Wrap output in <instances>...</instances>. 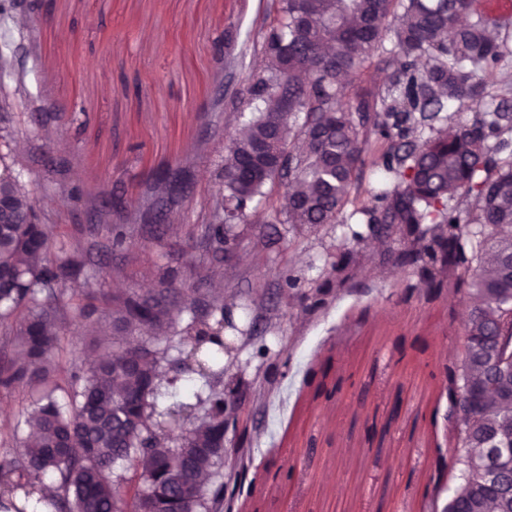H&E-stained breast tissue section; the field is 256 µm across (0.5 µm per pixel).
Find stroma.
Wrapping results in <instances>:
<instances>
[{
	"mask_svg": "<svg viewBox=\"0 0 512 512\" xmlns=\"http://www.w3.org/2000/svg\"><path fill=\"white\" fill-rule=\"evenodd\" d=\"M277 0H41L28 29L35 46L0 38L11 64L0 76V155L18 171L54 233L86 223V202L54 203L49 158L65 159L71 182L99 197L130 192L159 166L192 155L195 196L215 190L224 132L249 117L247 76ZM236 40L216 53L222 31ZM24 84H17V74ZM51 103L86 113L84 130L66 119L41 127L33 113ZM388 143L371 136L350 201L370 198ZM280 187L243 226L221 268L224 296L248 336L224 362V380L244 393L250 436L237 465L247 472L229 512H429L424 487L451 443L443 369L464 334L458 294L428 293L410 269L366 254L348 288H330L304 311L283 288L292 268L321 283L325 262L352 249L342 222L303 230L280 223ZM207 214L185 205L179 227L117 252L99 268L102 288L142 290L159 267L183 266L187 234ZM265 384L263 401L254 400ZM335 387L318 394V384ZM386 425L369 439L371 424Z\"/></svg>",
	"mask_w": 512,
	"mask_h": 512,
	"instance_id": "obj_1",
	"label": "stroma"
}]
</instances>
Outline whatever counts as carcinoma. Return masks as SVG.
<instances>
[{
  "label": "carcinoma",
  "instance_id": "obj_1",
  "mask_svg": "<svg viewBox=\"0 0 512 512\" xmlns=\"http://www.w3.org/2000/svg\"><path fill=\"white\" fill-rule=\"evenodd\" d=\"M394 22L391 53L396 81L380 104L352 102L345 77L371 60ZM512 51V20L490 16L480 0H279L268 65L249 77L251 117L246 134L225 136L223 219L185 248L180 269L162 268L158 287L110 295L97 278L98 253L77 229L52 241L45 225L26 224L36 202L9 166L0 193L10 197L19 224H0V334L13 337L16 355L0 360V387L32 395L19 451L0 460L11 497L4 512H223L224 332L237 330L224 291L209 269L224 262V247L239 244L238 227L279 181L280 214L298 227L330 224L345 208L369 135L389 142L386 181L345 220L355 241L382 242V260L408 267L440 293L443 285L472 303L466 339L447 367V390L464 393L491 359H480L472 337L498 326L512 303V83L489 107L492 71ZM467 100L472 118L448 135L426 125ZM139 208L126 211L115 196L98 212L105 248L122 251L135 238L171 222L191 192L180 166L153 172L135 185ZM200 252L207 263H195ZM360 251L330 264V279L306 294L312 310L336 280L354 277ZM106 309L112 345L94 353L86 369L76 355L64 386L51 381V354L60 322ZM202 382L194 401L176 397L185 377ZM512 418L490 406L464 413L453 440L456 488L476 492L482 480L473 449Z\"/></svg>",
  "mask_w": 512,
  "mask_h": 512
}]
</instances>
